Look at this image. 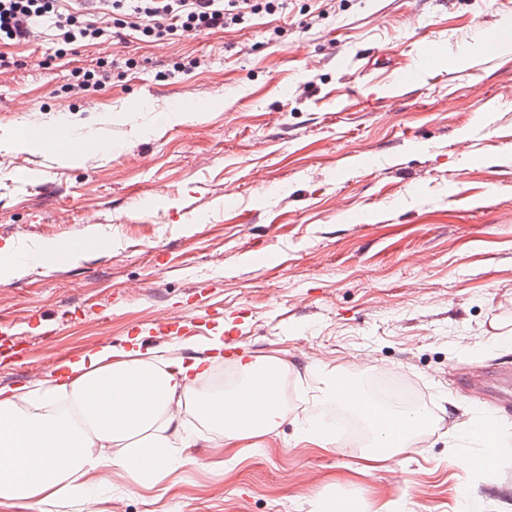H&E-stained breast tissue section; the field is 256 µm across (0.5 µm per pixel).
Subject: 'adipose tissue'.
I'll return each mask as SVG.
<instances>
[{
  "mask_svg": "<svg viewBox=\"0 0 512 512\" xmlns=\"http://www.w3.org/2000/svg\"><path fill=\"white\" fill-rule=\"evenodd\" d=\"M50 245L0 246V283L31 269ZM197 365L166 350L141 353L109 344L62 360L53 374L0 397V504L50 512L65 500L89 512L102 489L122 473L142 488L157 486L187 463L185 450L199 438L181 416L205 421L222 446L279 426L283 413L238 394L202 397ZM319 399L351 404L374 430V444L389 455L404 452L413 431L405 416L374 406L368 395L350 397L333 373H315Z\"/></svg>",
  "mask_w": 512,
  "mask_h": 512,
  "instance_id": "1",
  "label": "adipose tissue"
}]
</instances>
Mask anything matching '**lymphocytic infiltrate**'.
Returning <instances> with one entry per match:
<instances>
[{"label":"lymphocytic infiltrate","instance_id":"lymphocytic-infiltrate-1","mask_svg":"<svg viewBox=\"0 0 512 512\" xmlns=\"http://www.w3.org/2000/svg\"><path fill=\"white\" fill-rule=\"evenodd\" d=\"M284 6L285 0H0V42L30 40L47 21L64 45L103 43L116 28L159 40L180 30H223Z\"/></svg>","mask_w":512,"mask_h":512}]
</instances>
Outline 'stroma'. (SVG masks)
<instances>
[{"mask_svg": "<svg viewBox=\"0 0 512 512\" xmlns=\"http://www.w3.org/2000/svg\"><path fill=\"white\" fill-rule=\"evenodd\" d=\"M512 0H288L274 22L78 48L75 66L133 59L107 87L66 93L51 29L5 47L0 245L67 238L0 284V391L24 385L48 347L77 355L167 313L210 310L246 359L280 360L286 416L215 447L147 490L123 475L99 512H512V441L480 464L456 429L512 410L469 397L461 377L512 366ZM430 67L419 61L430 50ZM191 58L192 72L175 62ZM197 120L167 124L173 101ZM115 145L61 162L58 117ZM112 238L99 243V234ZM54 336H46L47 328ZM244 358V359H245ZM363 384L393 372L435 419L422 446L387 459L372 434L300 440L315 370Z\"/></svg>", "mask_w": 512, "mask_h": 512, "instance_id": "1", "label": "stroma"}]
</instances>
